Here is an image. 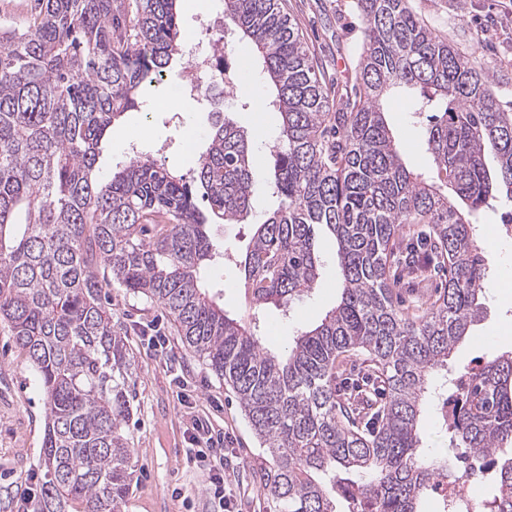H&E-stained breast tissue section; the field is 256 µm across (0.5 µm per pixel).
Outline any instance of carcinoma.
I'll return each mask as SVG.
<instances>
[{
	"instance_id": "cac0c4a2",
	"label": "carcinoma",
	"mask_w": 512,
	"mask_h": 512,
	"mask_svg": "<svg viewBox=\"0 0 512 512\" xmlns=\"http://www.w3.org/2000/svg\"><path fill=\"white\" fill-rule=\"evenodd\" d=\"M357 6V83L335 104L280 0H224V28L265 78L249 105L281 118L269 181L279 204L239 260L249 308L288 311L317 283L316 230L336 241L339 301L285 354L206 293L218 248L182 177L140 157L93 176L112 124L180 51L177 0H45L26 30L0 33V329L46 394L36 512H122L128 496L134 361L112 326L114 284L163 305L237 394L268 456L259 479L275 512H340L342 500L347 512H425L430 482L462 475L458 460L423 452L419 425L488 283L475 215L512 202V112L408 0ZM396 88L419 92L415 113L443 109L424 133L434 178L405 165L386 122ZM252 164L247 132L215 123L197 180L226 224L252 211ZM403 235L411 256L395 263ZM434 262L448 279L423 314L405 313L400 288ZM357 354L372 382L341 394L336 378ZM451 429L495 458L488 512H512V351L486 358Z\"/></svg>"
}]
</instances>
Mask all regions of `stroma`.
I'll return each mask as SVG.
<instances>
[{"instance_id":"35a3bbf8","label":"stroma","mask_w":512,"mask_h":512,"mask_svg":"<svg viewBox=\"0 0 512 512\" xmlns=\"http://www.w3.org/2000/svg\"><path fill=\"white\" fill-rule=\"evenodd\" d=\"M512 0H408L411 10L437 34L470 54L503 105L512 104ZM356 0H285L304 41L317 61L332 96L353 85L362 51L361 19ZM224 0H200L188 7L179 0L178 18L184 36L180 55L171 62L176 77L200 39L197 18L223 13ZM226 51L243 64L236 93L225 98L215 92L200 107H173L167 84L144 86L139 108L125 112L101 142L96 164L107 179L117 165L133 154L149 155L157 164L182 175L194 195L202 189L196 179L197 161L205 151L208 133L226 115L247 129L255 143L253 214L262 217L278 202L268 188L270 150L279 132V115L249 107L261 90L262 76L252 65L249 44L226 37ZM386 118L404 149L408 166L434 167L424 143L426 118H414L404 95L393 93ZM195 133L193 146L181 139L182 130ZM512 202L495 199L477 218V243L494 279L512 282V237L500 231ZM254 224H214L210 234L220 253L205 272L210 294L225 311L246 312L238 260L252 244ZM321 258L318 287L302 302L282 312L268 308L264 320L269 349L282 353L301 325L318 322L338 296L336 251L331 239L318 234ZM112 323L124 333L134 355L133 413L126 432L132 448L134 478L123 512H211L206 493L207 472L190 452L196 439L224 451V468L239 486V512H271L254 477L266 457L234 391L219 381L199 357L185 347L173 321L156 303L113 287ZM469 330L448 360L452 371H464L491 352L512 351V285L488 286ZM45 395L35 368L10 336L0 332V512H34L25 494L34 486L43 456Z\"/></svg>"}]
</instances>
